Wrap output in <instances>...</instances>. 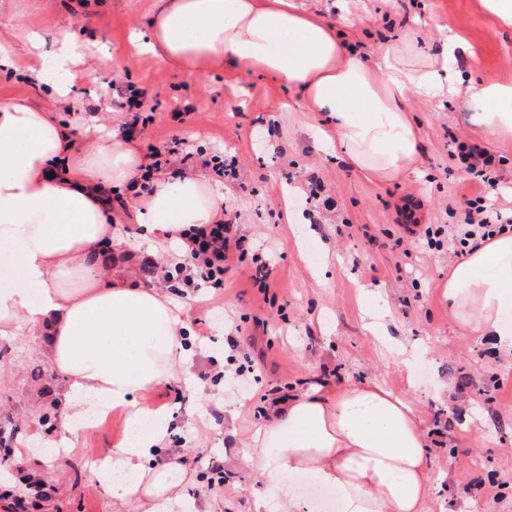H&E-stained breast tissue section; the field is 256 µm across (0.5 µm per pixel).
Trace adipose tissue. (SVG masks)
Returning <instances> with one entry per match:
<instances>
[{
  "instance_id": "ef3b65f1",
  "label": "adipose tissue",
  "mask_w": 512,
  "mask_h": 512,
  "mask_svg": "<svg viewBox=\"0 0 512 512\" xmlns=\"http://www.w3.org/2000/svg\"><path fill=\"white\" fill-rule=\"evenodd\" d=\"M31 54L52 45L60 79L32 72L51 95L66 98V80L81 58L74 36L21 35ZM466 45L443 34L426 54L390 45L364 63L336 26L304 0H163L147 33L129 38L127 58L150 54L196 72L260 74L295 90L299 105L319 113L328 148L371 181L391 182L414 170L420 128L411 98H461L480 116L488 141L512 134V86L464 82ZM78 106L67 117L27 101L0 98V251L19 268L23 287L0 290V335L39 328L43 347L64 377L66 417L51 448L70 442L93 417L122 415L135 439L95 462L114 501L140 512H197L180 486L176 462L152 458L169 419L143 399L192 359L180 305L132 272L102 259L114 233L107 190L132 186L141 158L117 132L92 127ZM128 208L149 249L183 243L189 229L219 220L224 197L192 176L160 178L130 195ZM442 295L459 327L512 350V230L465 252L448 268ZM240 465L258 471L253 512H268L276 490L287 512H311L293 482L306 476L335 490L340 512H427L429 460L411 403L377 383L337 391L314 385L273 402L266 422L242 441Z\"/></svg>"
}]
</instances>
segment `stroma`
<instances>
[{"instance_id":"stroma-1","label":"stroma","mask_w":512,"mask_h":512,"mask_svg":"<svg viewBox=\"0 0 512 512\" xmlns=\"http://www.w3.org/2000/svg\"><path fill=\"white\" fill-rule=\"evenodd\" d=\"M14 2L16 25L87 39L86 63L72 87L84 109L125 128L132 114L113 103L114 86L145 87L157 97L152 124L134 140L138 153L182 139L191 154L185 174L223 194L225 218L237 222L272 268L268 292L254 285L246 258L233 262L222 291L204 288L192 296L185 313L198 349L190 370L204 389L187 390L177 373L147 396L170 420L157 460L190 459L183 497L204 500L207 512H251L259 473L234 464L238 440L230 432L264 422L261 391L373 381L409 398L417 411L431 460L429 512H512V353L464 332L449 316L440 286L456 260L451 242L408 255L395 244L405 234L396 208L406 202L419 224L459 223L465 174L448 155L447 134L482 142L473 113L455 98L440 105L412 101L422 136L415 172L369 181L328 154L318 119L299 110L297 93L270 80H246L243 97L232 75L188 72L148 56L118 74L97 68L102 54L121 60L129 32L146 30L155 0ZM415 16L426 23L419 50L436 42L440 29H453L472 51L464 75L512 84V27L497 24L480 0H347L325 18L371 55L402 43ZM183 102L192 113H176ZM485 145L503 158L499 204L511 208L512 140ZM215 155L236 159L237 180L214 174L207 161ZM313 174L323 183L315 197L307 191ZM367 290L380 294L392 350L365 328L360 305ZM40 341L36 328L0 336V441L20 455L0 488L22 497L21 512H116L87 461L126 438L119 416L78 431L70 457L27 450L34 436L54 434L42 425V413L63 412V380L47 388L39 377L50 366ZM399 345L418 347L411 364L401 362ZM250 364L260 378L254 391L231 380L238 366ZM228 404L238 407L236 419L225 417ZM478 474L482 483H473ZM28 479L44 483L50 501L26 498Z\"/></svg>"}]
</instances>
